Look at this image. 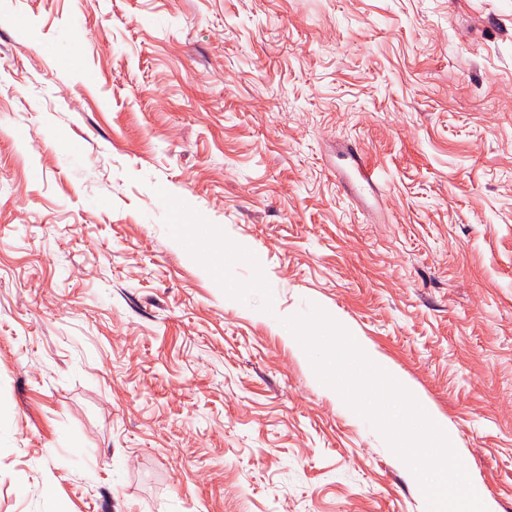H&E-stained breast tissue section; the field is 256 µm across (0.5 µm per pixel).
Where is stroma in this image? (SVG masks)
Segmentation results:
<instances>
[{"label":"stroma","instance_id":"1","mask_svg":"<svg viewBox=\"0 0 512 512\" xmlns=\"http://www.w3.org/2000/svg\"><path fill=\"white\" fill-rule=\"evenodd\" d=\"M315 305L512 512V0H0V512H426ZM346 154L351 162V170L347 174L348 181L343 182L347 190L360 196H375L378 191V184L375 180L374 168L368 159L359 152L348 148Z\"/></svg>","mask_w":512,"mask_h":512}]
</instances>
